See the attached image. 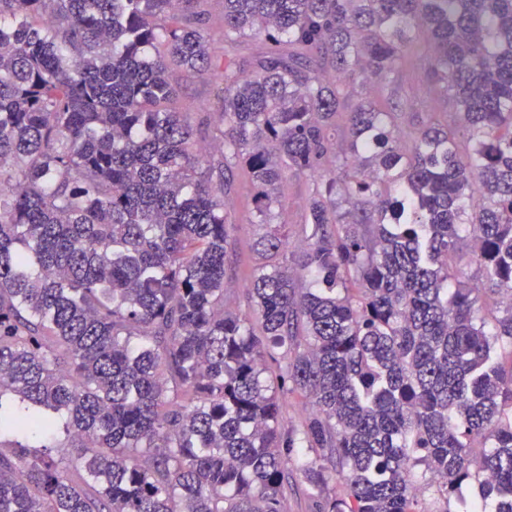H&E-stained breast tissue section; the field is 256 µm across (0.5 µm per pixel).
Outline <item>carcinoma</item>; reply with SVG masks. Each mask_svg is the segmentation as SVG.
I'll return each mask as SVG.
<instances>
[{
  "label": "carcinoma",
  "instance_id": "cac0c4a2",
  "mask_svg": "<svg viewBox=\"0 0 512 512\" xmlns=\"http://www.w3.org/2000/svg\"><path fill=\"white\" fill-rule=\"evenodd\" d=\"M204 2L0 0V512H512V0H223L219 65ZM417 66L410 71V75L415 82L424 85V89L415 99L412 112H455L451 101L448 104L434 90H430L426 82V60L417 61ZM180 86L176 107L180 112H189L193 121L200 112H216L223 95V84L213 77H186L180 72L173 74ZM252 191L247 178L240 172L235 180V189L231 194L230 215L236 224L235 247L231 258L235 268L233 288L241 297L240 312L249 313L246 300V287L252 270L263 260L255 251L257 240L265 232L262 224H250ZM308 192V185L304 181H297L289 178L283 183L282 195L284 208L281 211L279 221L288 223V229L293 235H298L300 231V215L304 205V199ZM294 489L288 492V499L285 502L284 512H313L312 503L308 492V485L304 482L302 475L295 471Z\"/></svg>",
  "mask_w": 512,
  "mask_h": 512
}]
</instances>
